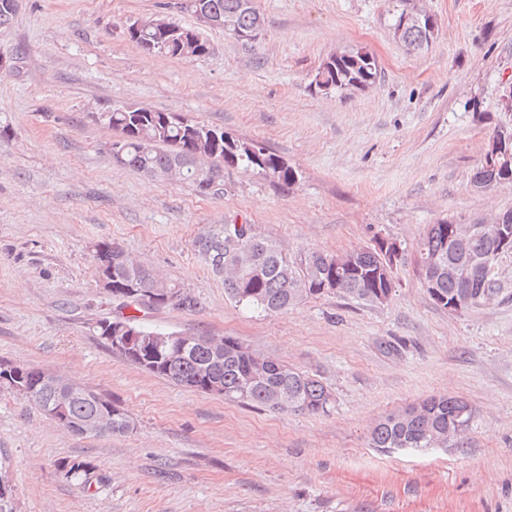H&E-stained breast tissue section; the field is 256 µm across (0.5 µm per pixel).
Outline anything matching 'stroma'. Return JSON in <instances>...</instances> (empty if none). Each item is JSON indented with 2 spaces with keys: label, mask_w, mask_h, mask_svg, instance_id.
Here are the masks:
<instances>
[{
  "label": "stroma",
  "mask_w": 512,
  "mask_h": 512,
  "mask_svg": "<svg viewBox=\"0 0 512 512\" xmlns=\"http://www.w3.org/2000/svg\"><path fill=\"white\" fill-rule=\"evenodd\" d=\"M436 16L428 48L394 39L399 0H253L265 19L243 44L203 29L201 58L148 54L128 24L174 0H19L0 27V359L51 369L115 400L134 423L112 436L59 428L0 387V463L15 512H512V253L494 300L454 315L434 305L413 263L377 306L328 293L263 314L236 304L195 248L227 222L254 224L290 255L344 254L382 236L416 252L428 225L491 223L512 182L471 177L494 132L512 127V0H414ZM364 49L381 75L362 91L315 92L327 56ZM132 103L263 142L299 173L288 191L252 172L197 196L117 164L96 115ZM128 256L195 295L162 309L165 331L235 336L305 371L332 394L324 414L273 413L187 390L113 354L92 330L118 307L92 246ZM431 395L467 400L462 444L383 452V415ZM92 462L91 484L58 460Z\"/></svg>",
  "instance_id": "35a3bbf8"
}]
</instances>
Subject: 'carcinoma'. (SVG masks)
Listing matches in <instances>:
<instances>
[{
    "mask_svg": "<svg viewBox=\"0 0 512 512\" xmlns=\"http://www.w3.org/2000/svg\"><path fill=\"white\" fill-rule=\"evenodd\" d=\"M208 11L224 23L222 30L237 40L241 33L254 29L263 30L264 17L253 7L252 0H182L176 7ZM172 28L169 37L151 29H127L128 40L139 49L151 43L154 52L171 57L179 56L174 42L192 36L196 47L193 56L204 57L210 53V44L199 30L168 18ZM438 25L436 19L418 9L404 7L395 15L393 35L409 50L429 46ZM379 74L376 58L362 49L330 55L312 81L314 89L323 91L364 90L375 83ZM100 118L117 135L112 142V156L119 165L154 180H163L175 168L177 180L183 182L201 197L224 194V170L243 168L266 180L279 191L289 189L298 181V172L279 154L271 149L257 155L251 151L254 140L230 135L222 128L201 124L178 112H158L137 105H114ZM502 181H512V159H498L492 166L479 164L471 177L473 186L482 189ZM458 227L446 221L428 225L418 246L416 261L424 280L433 281L440 298L433 303L445 308L441 300H453L468 293L465 281L451 279L425 265L432 255L445 261L466 265L491 251L489 238L475 231L466 237L456 235ZM388 239L378 237L367 250L344 254L346 269L341 275L337 293L373 303L378 293L395 282L394 271L384 252ZM197 251L203 256L211 272L224 281V294L232 301L258 312L278 313L296 306L293 295L296 288L305 284L309 296L324 294L323 284L336 273V256L310 251L294 258L276 241L264 235L254 224H222L203 232L195 241ZM104 254L110 264L102 270L112 283V297L129 295L136 298L132 308L135 315H119L97 322L93 330L112 348V352L125 361L187 390L205 392L208 385L218 386L222 398L242 405L270 412H304L320 414L328 411L331 393L317 379L292 369L250 348L242 347L243 341L224 337V354L216 356L209 349V336L195 337L192 346L184 351L172 344L155 356L153 336H167L169 332L144 322L143 315L151 310L173 307L184 311L197 309L199 301L189 291L172 285L175 295L171 298L152 296L153 270L139 265L127 257L116 242L100 241L94 245V255ZM135 331L144 336L139 343L140 355L126 351L123 336ZM262 368H257V361ZM13 368L21 374L30 393L26 398L42 411L52 407L57 392L41 383L40 369L18 366L0 360L3 367ZM288 397V403L282 397ZM103 406L100 394L83 389L71 398L68 418L79 424L97 416ZM473 407L459 397L431 396L406 408L383 416L372 428L370 444L385 451L405 448H448L465 438L473 419ZM457 421L462 428L453 439H448V423ZM134 428L130 417L117 404H112V424L104 427L99 435L126 433ZM58 469L68 479L86 480L93 469L91 462L83 459L64 458Z\"/></svg>",
    "mask_w": 512,
    "mask_h": 512,
    "instance_id": "carcinoma-1",
    "label": "carcinoma"
}]
</instances>
